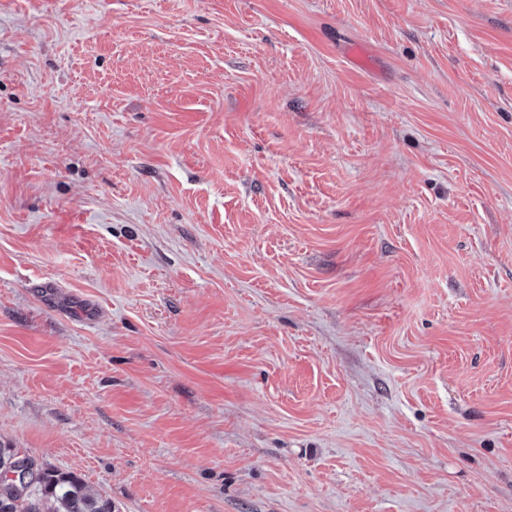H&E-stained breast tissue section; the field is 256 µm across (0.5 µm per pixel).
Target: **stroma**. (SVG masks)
<instances>
[{"label":"stroma","mask_w":512,"mask_h":512,"mask_svg":"<svg viewBox=\"0 0 512 512\" xmlns=\"http://www.w3.org/2000/svg\"><path fill=\"white\" fill-rule=\"evenodd\" d=\"M0 444L116 512H512V0H0Z\"/></svg>","instance_id":"stroma-1"}]
</instances>
